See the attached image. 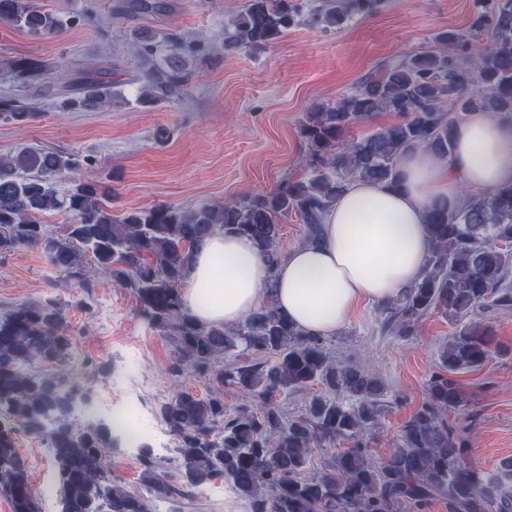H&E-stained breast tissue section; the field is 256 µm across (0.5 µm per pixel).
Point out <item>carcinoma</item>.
I'll list each match as a JSON object with an SVG mask.
<instances>
[{
	"label": "carcinoma",
	"mask_w": 512,
	"mask_h": 512,
	"mask_svg": "<svg viewBox=\"0 0 512 512\" xmlns=\"http://www.w3.org/2000/svg\"><path fill=\"white\" fill-rule=\"evenodd\" d=\"M383 0H323L308 14L324 29L374 12ZM302 0H246L224 27V39L210 51L232 53L272 44L296 25ZM0 22L48 38L71 17L39 0H0ZM490 31V46L473 56L469 44ZM201 40L168 32L164 42L137 41L136 52L150 57L199 50ZM48 69L38 57L12 63L0 93V119L26 123L34 106L23 93L40 86ZM187 81L181 66L148 72L139 88L152 105L178 95ZM112 90L88 80L63 95L64 112H99ZM485 111L512 118V0H495L468 29L440 35L436 46L396 55L333 104L306 113V177L284 180L274 191L224 205L183 210L160 204L117 218L103 201L107 190L95 181H57L72 171L73 155L58 148L23 147L0 156V252L42 250L57 273L79 280L82 306L92 299L85 263L128 289L139 316L174 347L173 377L202 378L211 391L199 396L179 391L161 405V418L176 441L178 476L158 474L151 450L141 453L142 477L156 497L185 498L202 485L227 483L247 512H425L429 501L448 500V512H512V489L484 477L464 462V443L448 426L447 414L464 406L453 374L481 367L489 358L491 330L477 321L462 325L441 351L438 371L427 384V400L404 423L397 448L375 463L363 441L381 418L382 384L358 365L341 364L324 338L308 336L272 303L260 306L235 326L197 322L182 305L181 289L191 258L216 231L252 238L271 268L285 258L280 248L281 218L295 213L303 224L302 244L320 241L326 211L348 183H399L400 156L426 149L442 159L450 154V128L465 114ZM379 112L401 121L378 127L346 144L340 134ZM63 212L70 223L52 232L43 216ZM431 246L422 277L389 303L388 320L410 336L427 313L462 316L512 308V184L483 194H466L459 204L430 210ZM73 339L56 303L30 301L0 310V492L12 512H39L38 496L18 452L21 432L46 440L56 469L59 512H152L141 493L112 481L105 449L112 430L97 422L71 421L72 393L60 377L37 366L58 364L71 353ZM321 393L305 413L286 417L277 397L310 384ZM242 399L224 409V389ZM342 439L352 445L305 475L315 452Z\"/></svg>",
	"instance_id": "obj_1"
}]
</instances>
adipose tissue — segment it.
I'll return each instance as SVG.
<instances>
[{
    "label": "adipose tissue",
    "mask_w": 512,
    "mask_h": 512,
    "mask_svg": "<svg viewBox=\"0 0 512 512\" xmlns=\"http://www.w3.org/2000/svg\"><path fill=\"white\" fill-rule=\"evenodd\" d=\"M451 139L448 159L403 155L398 185L350 182L324 216L320 243L292 248L277 270L248 236L212 234L188 270L185 310L201 323L233 326L271 300L303 331L329 337L360 304L402 297L423 274L431 206L455 205L464 189L512 183V119L472 112Z\"/></svg>",
    "instance_id": "ef3b65f1"
}]
</instances>
